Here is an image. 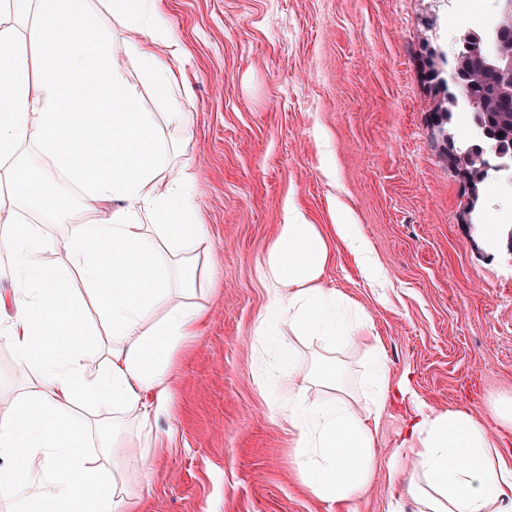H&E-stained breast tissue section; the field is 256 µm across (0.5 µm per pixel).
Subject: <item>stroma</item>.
<instances>
[{
    "instance_id": "35a3bbf8",
    "label": "stroma",
    "mask_w": 512,
    "mask_h": 512,
    "mask_svg": "<svg viewBox=\"0 0 512 512\" xmlns=\"http://www.w3.org/2000/svg\"><path fill=\"white\" fill-rule=\"evenodd\" d=\"M470 0H160L179 44L186 133L174 170L196 184L212 252L193 299L209 319L173 351L166 410L142 429L135 412L86 406L93 464L135 497V512H327L302 483L297 451L274 402L284 369L256 330L269 293L267 250L286 204L328 247L322 287L369 314L403 395L382 411L375 477L350 512H414L409 458L394 459L417 407L487 419L497 447L512 431L490 422L512 396V173L483 188L476 224L463 223L460 184L429 114L423 42L453 56L480 30ZM114 31L113 57L166 107ZM344 205L377 268L366 277L336 233ZM121 446L105 456L102 441ZM145 466L127 464L128 453Z\"/></svg>"
}]
</instances>
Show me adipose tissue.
Segmentation results:
<instances>
[{
    "instance_id": "adipose-tissue-1",
    "label": "adipose tissue",
    "mask_w": 512,
    "mask_h": 512,
    "mask_svg": "<svg viewBox=\"0 0 512 512\" xmlns=\"http://www.w3.org/2000/svg\"><path fill=\"white\" fill-rule=\"evenodd\" d=\"M105 26L91 0H0V185L35 218L11 214L0 223V252L9 260L11 288L0 293V340L31 385L0 397V496L15 512H122L91 466L93 438L76 405L91 402L113 412L151 410L169 403L176 377L172 351L196 335L206 307L170 304L172 278L194 290L197 261L211 243L185 175L168 177V130L183 126L178 104L183 81L152 37L160 29L158 0H108ZM128 31L126 54L154 77L155 94L168 102L163 120L142 111L137 87L114 64L113 26ZM36 147L41 179L24 176V147ZM166 190H159V181ZM75 186L82 211L59 208L48 184ZM64 223L67 263L49 264L53 244L43 225ZM328 253L317 225L296 213L279 225L263 273L274 291L270 318L296 338L318 339L331 369L281 382L276 411L299 450L300 476L313 495L343 506L374 478L377 418L391 390L384 348L369 315L320 277ZM80 279L85 297L75 296ZM99 315L107 366L88 376L84 354L92 330L86 306ZM367 344L369 361L359 394L345 386L336 361ZM321 386V402L308 400ZM416 468L406 492L417 512H512V453L495 448L487 425L459 410L419 411L402 443ZM41 460L33 482L28 458Z\"/></svg>"
}]
</instances>
